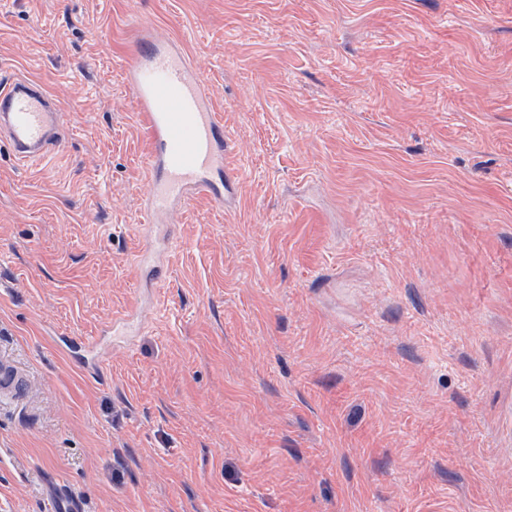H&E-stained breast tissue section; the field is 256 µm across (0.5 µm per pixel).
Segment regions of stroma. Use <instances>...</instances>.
Masks as SVG:
<instances>
[{
    "label": "stroma",
    "mask_w": 512,
    "mask_h": 512,
    "mask_svg": "<svg viewBox=\"0 0 512 512\" xmlns=\"http://www.w3.org/2000/svg\"><path fill=\"white\" fill-rule=\"evenodd\" d=\"M144 36L239 171L157 274ZM17 76L66 132L0 141V512H512V0H0ZM26 382L18 369L8 360L0 361V394L18 398L24 394Z\"/></svg>",
    "instance_id": "35a3bbf8"
}]
</instances>
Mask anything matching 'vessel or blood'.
Instances as JSON below:
<instances>
[{"mask_svg": "<svg viewBox=\"0 0 512 512\" xmlns=\"http://www.w3.org/2000/svg\"><path fill=\"white\" fill-rule=\"evenodd\" d=\"M127 81L151 140L141 234L151 236L197 198L227 204L239 177L230 162L233 144L222 113L186 58L166 45L141 43L127 66ZM63 124L61 109L35 80L0 84V139L19 164L47 158L61 141ZM25 390L18 369L1 360L0 394L17 398Z\"/></svg>", "mask_w": 512, "mask_h": 512, "instance_id": "1", "label": "vessel or blood"}]
</instances>
